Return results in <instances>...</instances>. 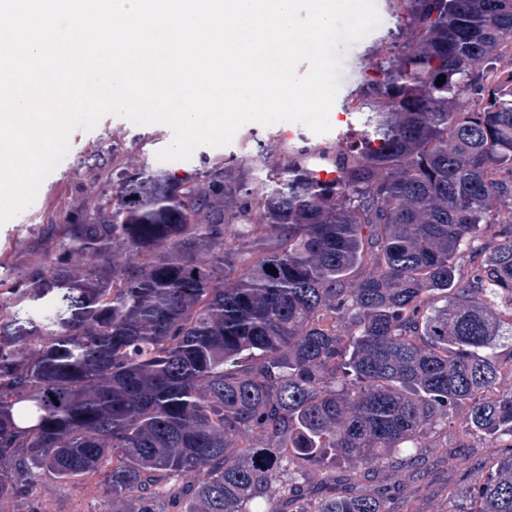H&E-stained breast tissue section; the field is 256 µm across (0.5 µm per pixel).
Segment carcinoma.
Returning <instances> with one entry per match:
<instances>
[{"mask_svg":"<svg viewBox=\"0 0 512 512\" xmlns=\"http://www.w3.org/2000/svg\"><path fill=\"white\" fill-rule=\"evenodd\" d=\"M385 6L342 104L362 133L318 161L249 139L179 176L94 146L0 270L1 501L100 475L134 512H387L359 477L336 493V461L368 475L461 400L512 433V395L482 398L512 309V85L482 76L512 0ZM468 512H512V451Z\"/></svg>","mask_w":512,"mask_h":512,"instance_id":"obj_1","label":"carcinoma"}]
</instances>
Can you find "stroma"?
I'll list each match as a JSON object with an SVG mask.
<instances>
[{"mask_svg":"<svg viewBox=\"0 0 512 512\" xmlns=\"http://www.w3.org/2000/svg\"><path fill=\"white\" fill-rule=\"evenodd\" d=\"M102 139H113L124 145L132 167L170 166L191 169L213 149L202 146L187 160L163 163L157 153L172 139L169 127L162 124L136 126L124 118L105 115L90 131L75 130L70 148L56 169L44 180L32 205L0 226V262L10 263L22 251L26 237L42 216L54 208L60 197L68 194L82 172L81 162L91 148ZM472 410L468 400L450 406L446 418L424 426L417 434L415 454L428 469L421 479H411L406 468L385 465L371 476H364L362 461L356 457L340 460L341 477L362 476V488L371 496H386L390 512H462L473 492L478 474L489 467L508 449L512 435L480 436L467 425ZM45 512H112L111 502L102 500L94 480L88 479L63 486L41 482L36 490Z\"/></svg>","mask_w":512,"mask_h":512,"instance_id":"1","label":"stroma"}]
</instances>
